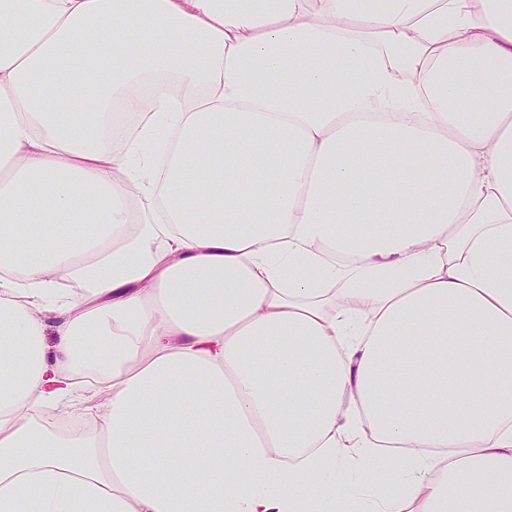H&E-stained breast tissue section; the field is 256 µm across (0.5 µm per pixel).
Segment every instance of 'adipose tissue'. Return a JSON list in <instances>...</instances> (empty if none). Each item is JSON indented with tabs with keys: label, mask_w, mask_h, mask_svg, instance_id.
<instances>
[{
	"label": "adipose tissue",
	"mask_w": 512,
	"mask_h": 512,
	"mask_svg": "<svg viewBox=\"0 0 512 512\" xmlns=\"http://www.w3.org/2000/svg\"><path fill=\"white\" fill-rule=\"evenodd\" d=\"M0 512H512V0H0Z\"/></svg>",
	"instance_id": "1"
}]
</instances>
